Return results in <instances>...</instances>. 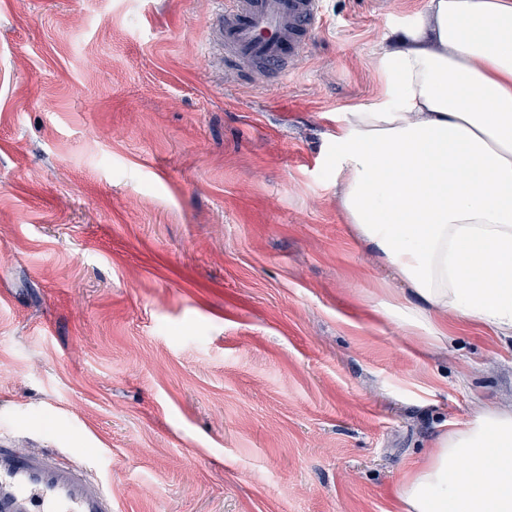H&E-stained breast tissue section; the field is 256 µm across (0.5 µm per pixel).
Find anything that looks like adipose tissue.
Masks as SVG:
<instances>
[{"mask_svg": "<svg viewBox=\"0 0 512 512\" xmlns=\"http://www.w3.org/2000/svg\"><path fill=\"white\" fill-rule=\"evenodd\" d=\"M381 101L330 137L355 241L402 288L382 313L437 350L452 319L512 337V0H427L377 59ZM400 512H512V405L452 424Z\"/></svg>", "mask_w": 512, "mask_h": 512, "instance_id": "obj_1", "label": "adipose tissue"}]
</instances>
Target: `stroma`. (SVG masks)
I'll list each match as a JSON object with an SVG mask.
<instances>
[{
  "mask_svg": "<svg viewBox=\"0 0 512 512\" xmlns=\"http://www.w3.org/2000/svg\"><path fill=\"white\" fill-rule=\"evenodd\" d=\"M426 0H323L285 81L213 61L220 0H0V434L113 512H399L512 338L378 314L327 142Z\"/></svg>",
  "mask_w": 512,
  "mask_h": 512,
  "instance_id": "stroma-1",
  "label": "stroma"
}]
</instances>
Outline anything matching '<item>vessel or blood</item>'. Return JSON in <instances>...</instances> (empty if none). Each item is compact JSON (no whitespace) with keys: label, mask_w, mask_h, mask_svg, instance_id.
I'll return each mask as SVG.
<instances>
[{"label":"vessel or blood","mask_w":512,"mask_h":512,"mask_svg":"<svg viewBox=\"0 0 512 512\" xmlns=\"http://www.w3.org/2000/svg\"><path fill=\"white\" fill-rule=\"evenodd\" d=\"M322 0H225L214 39L223 61L281 77L307 54ZM0 512H113L112 489L57 448L21 450L0 435Z\"/></svg>","instance_id":"1"}]
</instances>
